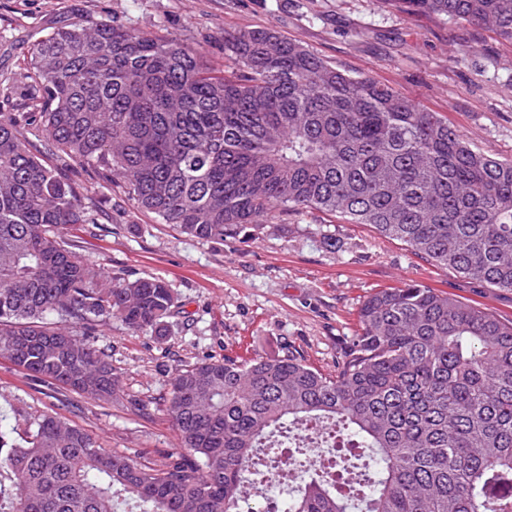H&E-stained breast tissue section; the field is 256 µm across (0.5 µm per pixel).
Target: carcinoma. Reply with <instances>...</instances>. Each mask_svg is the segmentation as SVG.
<instances>
[{
  "instance_id": "carcinoma-1",
  "label": "carcinoma",
  "mask_w": 512,
  "mask_h": 512,
  "mask_svg": "<svg viewBox=\"0 0 512 512\" xmlns=\"http://www.w3.org/2000/svg\"><path fill=\"white\" fill-rule=\"evenodd\" d=\"M512 43V0H380ZM216 73L174 38L78 19L33 49L38 112L0 113V358L97 400L116 394L90 337L117 320L156 331L160 279L105 275L66 243L95 224L68 162L193 238L248 236L315 209L365 224L472 283L512 291V159L476 149L437 112L354 77L272 28L224 35ZM40 130L44 146L25 126ZM336 370L292 351L201 361L170 382L180 447L158 465L44 415L0 429V512H241L257 449L290 424L335 445L302 470L287 512H512V319L415 281L380 288Z\"/></svg>"
}]
</instances>
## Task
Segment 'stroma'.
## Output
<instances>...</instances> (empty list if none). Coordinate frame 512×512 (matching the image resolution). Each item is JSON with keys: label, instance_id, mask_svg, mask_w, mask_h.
I'll return each mask as SVG.
<instances>
[{"label": "stroma", "instance_id": "obj_1", "mask_svg": "<svg viewBox=\"0 0 512 512\" xmlns=\"http://www.w3.org/2000/svg\"><path fill=\"white\" fill-rule=\"evenodd\" d=\"M79 18L181 40L218 70L234 65L225 34L272 27L350 75L373 77L440 113L484 153L512 158V43L486 26L389 9L380 0H0V113L32 111L34 46ZM69 174L88 199L104 203L98 223L65 228L75 251L111 276L163 280L178 307L164 335H134L113 321L95 336L119 385L109 403L0 360V426L7 430L49 414L107 450L158 464L179 444L167 407L169 383L185 366L274 358L292 347L308 364L333 371L361 303L408 281L512 319V291L467 282L361 224L310 209L249 237L201 240L136 210L120 193L106 195L92 167L74 164Z\"/></svg>", "mask_w": 512, "mask_h": 512}]
</instances>
